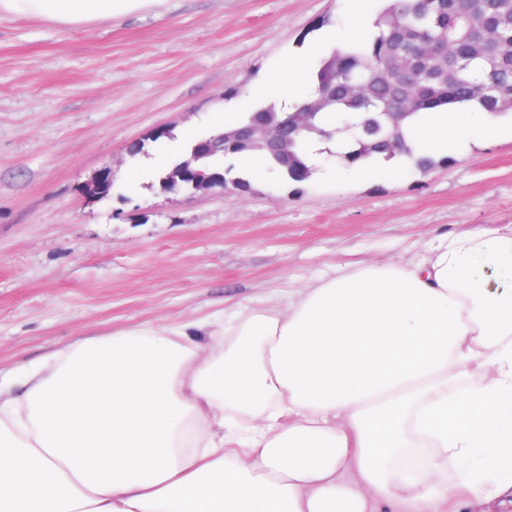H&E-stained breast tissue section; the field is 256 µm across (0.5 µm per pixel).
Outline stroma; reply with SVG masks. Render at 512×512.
I'll return each mask as SVG.
<instances>
[{
    "label": "stroma",
    "instance_id": "stroma-1",
    "mask_svg": "<svg viewBox=\"0 0 512 512\" xmlns=\"http://www.w3.org/2000/svg\"><path fill=\"white\" fill-rule=\"evenodd\" d=\"M347 24L343 0H166L89 27L0 20V372L75 340L179 326L371 262L405 265L444 234L512 223V137H475L428 171L168 190L158 147ZM110 168L109 196L84 189Z\"/></svg>",
    "mask_w": 512,
    "mask_h": 512
}]
</instances>
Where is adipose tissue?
I'll use <instances>...</instances> for the list:
<instances>
[{"mask_svg": "<svg viewBox=\"0 0 512 512\" xmlns=\"http://www.w3.org/2000/svg\"><path fill=\"white\" fill-rule=\"evenodd\" d=\"M156 0H0V20H112ZM347 0L342 50L369 43ZM316 86L311 55L255 91L283 111ZM502 129L475 104L414 121L418 155ZM206 341L145 325L78 340L0 383V512H439L450 486L512 487V224L444 236L232 306Z\"/></svg>", "mask_w": 512, "mask_h": 512, "instance_id": "1", "label": "adipose tissue"}]
</instances>
